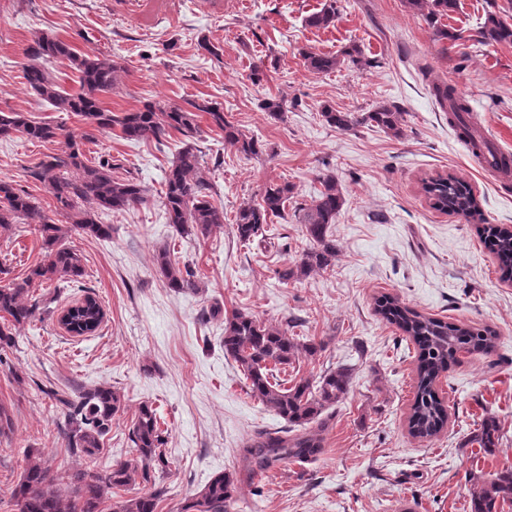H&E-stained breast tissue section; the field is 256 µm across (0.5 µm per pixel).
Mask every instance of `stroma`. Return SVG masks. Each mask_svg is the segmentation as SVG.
<instances>
[{
    "instance_id": "stroma-1",
    "label": "stroma",
    "mask_w": 512,
    "mask_h": 512,
    "mask_svg": "<svg viewBox=\"0 0 512 512\" xmlns=\"http://www.w3.org/2000/svg\"><path fill=\"white\" fill-rule=\"evenodd\" d=\"M323 3L0 0V111L65 123L89 160H112L147 191L142 205L110 214V239L85 236L57 213L48 183L30 174L65 141L42 144L18 133L0 139V180L26 190L67 227L64 244L85 267L80 283L63 292L33 285V297L48 309L17 329L15 348L0 352V403L13 419L11 432L0 437V512H14L7 499L26 466L25 449H39L59 468L75 464L52 392L98 385L116 389L125 402L106 440V461L135 457L128 429L140 405L164 417L167 465L151 481L115 493L127 499L165 488L158 512H180L185 499L223 471L238 479L230 512H470L473 478L512 468V281L503 279L477 224L433 210L422 190L438 174L461 178L486 223L512 226V175L485 172L433 93L434 84L456 85L473 127L512 152V45L479 41L486 16L507 0H458L447 19L460 35L455 42L435 40L404 0H336L333 26H309ZM42 31L80 55L114 60L117 83L101 96L112 112L207 98L261 142L259 155L244 157L225 146L223 132L207 118L199 120L202 173L214 186L213 205L224 210L223 228L196 240L166 222L163 177L181 146L179 133L159 143L130 142L116 129L93 131L28 87L26 49ZM204 38L218 55L201 48ZM353 46L364 64L315 73L302 58L306 51L336 55ZM257 65L263 74L256 82L250 73ZM270 97L285 99L283 118L261 109ZM383 102L400 107L401 137L367 124L341 130L321 115L329 106L360 117ZM328 175L345 198L332 226L336 258L327 270L281 282L279 270L308 247L294 208L311 203ZM283 182L293 187L290 207L273 218L265 239L239 242L238 207ZM163 248L193 268L196 291L168 288L155 263ZM48 260L33 226L0 229V285ZM88 294L101 303L104 321L94 335H71L58 317ZM384 294L424 315L488 326L499 336L494 351L459 355L437 380L448 423L434 437L409 430L416 347L378 314ZM216 303L268 325L296 320V334L325 342L321 356L280 370L279 378L354 368L348 395L328 411L324 449L312 462L289 459L249 479L246 443L287 424L247 394L236 363L225 357L224 320L208 315ZM488 416L504 434L491 455L470 441Z\"/></svg>"
}]
</instances>
